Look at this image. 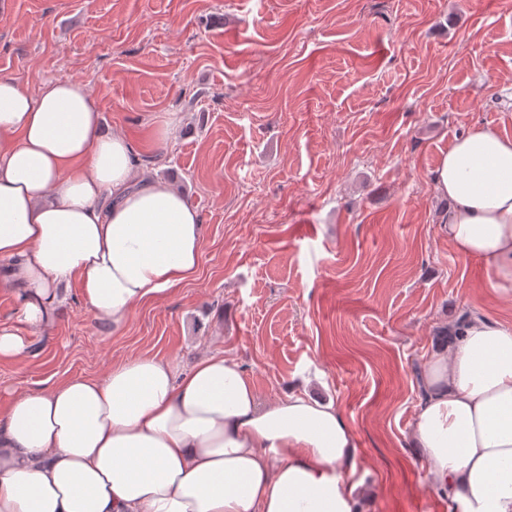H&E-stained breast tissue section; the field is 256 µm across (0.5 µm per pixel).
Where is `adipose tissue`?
<instances>
[{
	"label": "adipose tissue",
	"mask_w": 512,
	"mask_h": 512,
	"mask_svg": "<svg viewBox=\"0 0 512 512\" xmlns=\"http://www.w3.org/2000/svg\"><path fill=\"white\" fill-rule=\"evenodd\" d=\"M130 140L104 128L88 86L30 93L0 76V361L22 359L79 283L97 323L198 265L199 212L174 184L137 177ZM440 229L512 295V137L476 127L438 162ZM410 435L451 512H512V325L475 315L431 354ZM353 429L291 392L263 405L239 364L188 370L151 355L95 378L14 394L0 414V512H359Z\"/></svg>",
	"instance_id": "obj_1"
}]
</instances>
